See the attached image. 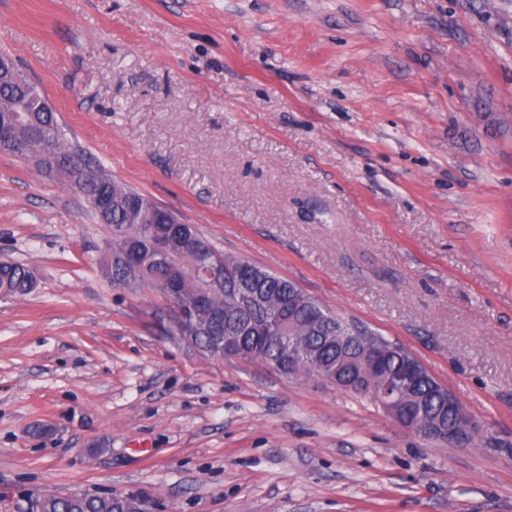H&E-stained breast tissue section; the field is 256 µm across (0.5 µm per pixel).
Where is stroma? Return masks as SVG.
<instances>
[{
    "label": "stroma",
    "instance_id": "1",
    "mask_svg": "<svg viewBox=\"0 0 512 512\" xmlns=\"http://www.w3.org/2000/svg\"><path fill=\"white\" fill-rule=\"evenodd\" d=\"M72 147L410 351L484 429L211 358L63 179L0 152V512H512V0H0ZM35 288L31 271L23 264L5 261L0 263V290L8 295L23 296ZM416 372V366L412 365L406 372L386 378L382 386V393L379 396L384 408L401 427L415 435L438 445L465 448V445L470 443L471 437L481 434L482 428L449 389L448 391L441 389L442 400L448 403V410L452 414V422L448 424V427L444 425L440 418L434 419L428 423L424 436L421 429L410 421L402 407L400 393L409 377ZM43 498L42 512H114L120 507L116 497L84 493L80 500H72L67 495H49Z\"/></svg>",
    "mask_w": 512,
    "mask_h": 512
}]
</instances>
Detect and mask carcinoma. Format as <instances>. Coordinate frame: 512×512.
<instances>
[{
    "label": "carcinoma",
    "mask_w": 512,
    "mask_h": 512,
    "mask_svg": "<svg viewBox=\"0 0 512 512\" xmlns=\"http://www.w3.org/2000/svg\"><path fill=\"white\" fill-rule=\"evenodd\" d=\"M18 114L17 136L26 149L18 157L36 162L38 151L51 145L63 155L75 154L77 163L93 173L89 186L77 189L68 174H62L67 185L78 191L87 201L95 219H100L98 203L102 198L111 200V212L104 226L113 243L125 241L133 247L131 261L137 272L128 277L119 272L120 261L105 256L102 269L112 286L118 288H151L168 304L182 307L185 319L179 324L177 335L193 337L195 345L208 350L210 336L204 330L210 311L218 309L224 314V324L244 327L241 352L247 361L273 362L282 356L293 337H302V347L308 352L306 378H323L324 367L339 366L340 378L348 382H363L369 373V352L376 346L385 348L384 367L393 371L413 360L403 347L366 326L344 319L325 307L314 297L300 292L289 279L247 264L254 273V288L258 299L248 307L239 308L228 301V295L240 285L242 262L223 255L213 245L206 252H187L177 239L169 241L166 254L153 250L152 241L168 236L166 213L140 191L112 177L102 165L87 154L73 150L67 144L55 113L31 118L23 112V101L11 85L0 84V121ZM224 262V287L211 288L206 277L207 267L216 259ZM174 266L184 269L187 276L186 291L174 297L167 292L170 270ZM35 279L23 264L0 263V290L8 295L23 296L31 293ZM440 387L435 378L421 368L408 393L410 410L417 423H424L440 409ZM118 501L112 496L85 494L77 501L67 495H50L43 501V512H115Z\"/></svg>",
    "instance_id": "obj_1"
}]
</instances>
